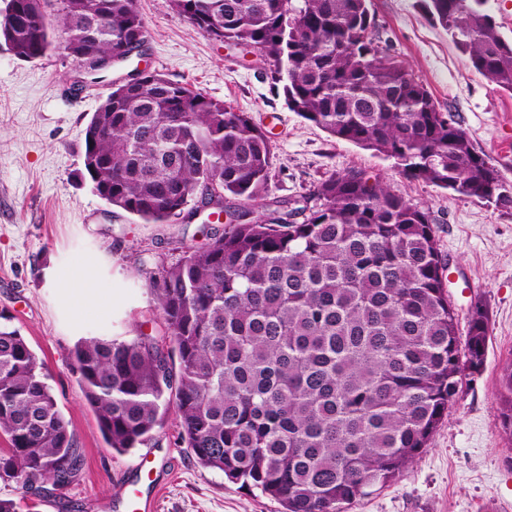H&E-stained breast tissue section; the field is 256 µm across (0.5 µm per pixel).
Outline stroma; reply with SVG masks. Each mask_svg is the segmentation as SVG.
I'll list each match as a JSON object with an SVG mask.
<instances>
[{"label":"stroma","mask_w":512,"mask_h":512,"mask_svg":"<svg viewBox=\"0 0 512 512\" xmlns=\"http://www.w3.org/2000/svg\"><path fill=\"white\" fill-rule=\"evenodd\" d=\"M147 29L142 56L106 81L78 86L59 46L29 62L0 43V311L13 318L44 362L59 406L83 450L79 481L38 512H115L120 485L143 454L158 474L142 486L155 512H280L259 491L201 467L178 440L175 418L148 444L119 454L106 444L68 364L85 336L156 333L160 318L142 259L176 262L215 227L147 224L109 207L82 177L85 128L112 84L144 67L249 113L274 141L268 194L303 195L330 174L381 178L428 207L449 262L448 293L460 319L482 302L490 336L482 369L466 377L428 449L384 490L350 512H512V438L499 420V373L512 357V208L449 196L398 173L393 160L330 136L291 112L282 85L258 51L230 46L192 27L170 0H136ZM375 35L454 115L512 185V93L493 89L421 0H371ZM95 258L96 280L75 297L58 283Z\"/></svg>","instance_id":"stroma-1"}]
</instances>
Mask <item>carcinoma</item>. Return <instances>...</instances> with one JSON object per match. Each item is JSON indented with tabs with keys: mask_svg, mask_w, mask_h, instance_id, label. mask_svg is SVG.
<instances>
[{
	"mask_svg": "<svg viewBox=\"0 0 512 512\" xmlns=\"http://www.w3.org/2000/svg\"><path fill=\"white\" fill-rule=\"evenodd\" d=\"M472 68L512 92V40L488 0H423ZM210 38L254 48L291 111L331 136L394 161L399 173L458 198L512 207L483 150L374 35L370 0H171ZM111 18L86 44L124 56L145 43L135 0H46L34 22L0 20L24 60L53 34L81 61L79 26ZM152 92L117 85L92 113L83 171L101 198L147 224L194 204L226 213L224 232L162 264L149 281L162 334L82 337L76 383L113 451L145 445L179 420L197 462L277 501L283 512H347L423 453L468 371L485 362L488 309L466 336L444 284L429 209L380 179L335 172L293 202L267 191L274 144L246 112L152 72ZM316 204L308 206V201ZM44 363L0 312V512H35L80 478L83 451ZM501 427L512 435V361L500 374Z\"/></svg>",
	"mask_w": 512,
	"mask_h": 512,
	"instance_id": "cac0c4a2",
	"label": "carcinoma"
}]
</instances>
